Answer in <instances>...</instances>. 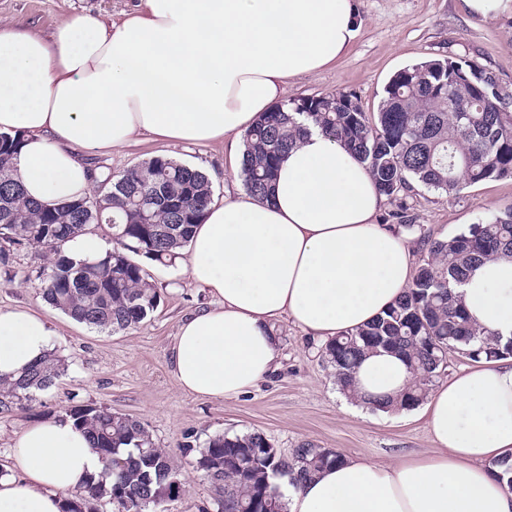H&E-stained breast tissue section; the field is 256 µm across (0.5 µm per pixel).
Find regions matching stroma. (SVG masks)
<instances>
[{"label":"stroma","instance_id":"1","mask_svg":"<svg viewBox=\"0 0 512 512\" xmlns=\"http://www.w3.org/2000/svg\"><path fill=\"white\" fill-rule=\"evenodd\" d=\"M134 0H0V21L50 33L77 15L109 22ZM362 24L347 54L318 73L290 81L292 99L325 93H356L364 111H376L383 89L398 70L430 59H466L495 75L512 91V16L474 17L459 0H357ZM162 156L206 172L215 197L243 191L241 176L226 169L224 145L175 143L149 137L130 147L95 154L93 169L119 173ZM408 241L420 232L437 237L512 208V178L488 180L445 195L416 186ZM48 255L20 248L8 272L0 271V306L21 307L43 316L55 332L53 350L67 361L65 372L32 401L0 404V474L13 471L10 445L26 425L62 418L77 404H96L139 420L156 447L172 457L185 484L166 512H201L212 489L196 470L200 448L219 434L262 433L283 454L311 445L345 455L386 461L416 455L431 446L419 408L383 413L345 400L320 357L321 343L289 322L276 326L280 368L246 393L213 400L184 393L169 369L170 346L184 316L212 305L193 284L184 262L145 268L160 294L151 318L119 332L101 331L72 320L42 297L40 269Z\"/></svg>","mask_w":512,"mask_h":512}]
</instances>
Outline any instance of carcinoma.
<instances>
[{"label": "carcinoma", "mask_w": 512, "mask_h": 512, "mask_svg": "<svg viewBox=\"0 0 512 512\" xmlns=\"http://www.w3.org/2000/svg\"><path fill=\"white\" fill-rule=\"evenodd\" d=\"M512 91L466 60L433 59L397 71L383 89L377 111L366 112L354 93L287 100L260 114L245 136L241 176L246 192L268 197L282 156L310 129L334 137L369 170L379 192L396 209L389 218L413 228L408 202L413 184L438 193L462 184L512 178ZM21 144L17 134L0 142V265L10 248L29 247L52 257L42 296L74 321L122 331L146 320L160 295L142 255L168 265L179 257L213 199L203 171L154 157L119 174H107L95 194L67 202L28 198L14 174ZM111 230L115 246L93 261H77L65 249L93 227ZM421 256L406 294L384 315L336 336L322 347L339 389L356 396L360 359L395 351L407 362L409 380L401 406L422 403L445 371L443 349L471 362L508 352L495 332L472 324L455 288L486 260H512V209L449 238L423 234ZM55 352L19 378H0V395L21 401L50 388L65 370ZM65 419L89 433L107 475L91 479L63 512H89L105 499L113 512H164L183 488L169 454L152 443L144 425L125 414L90 404L75 405ZM341 453L303 446L287 457L260 433L216 435L199 452L196 469L207 474L215 512H265L268 499L283 502L274 480L297 487L311 473L336 464Z\"/></svg>", "instance_id": "carcinoma-1"}]
</instances>
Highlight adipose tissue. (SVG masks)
I'll use <instances>...</instances> for the list:
<instances>
[{"mask_svg": "<svg viewBox=\"0 0 512 512\" xmlns=\"http://www.w3.org/2000/svg\"><path fill=\"white\" fill-rule=\"evenodd\" d=\"M356 0H137L106 24L73 17L50 36L0 23V132H19L15 160L44 201L91 194L84 152L137 138L224 141L239 172L244 134L285 100L288 81L320 71L353 44ZM384 201L366 166L310 131L281 160L270 196L213 200L187 245L190 279L211 308L183 318L170 370L185 393L240 396L280 366L276 325L328 341L403 296L415 269L407 239L375 216ZM480 327L512 339V261L475 267L456 290ZM49 323L0 307V377L52 350ZM359 394L399 402L408 379L393 353L368 354ZM429 451L389 462L346 456L284 492L287 512H512V356L480 361L436 384L423 405ZM0 512H62L103 463L73 422L43 419L12 442Z\"/></svg>", "mask_w": 512, "mask_h": 512, "instance_id": "ef3b65f1", "label": "adipose tissue"}]
</instances>
